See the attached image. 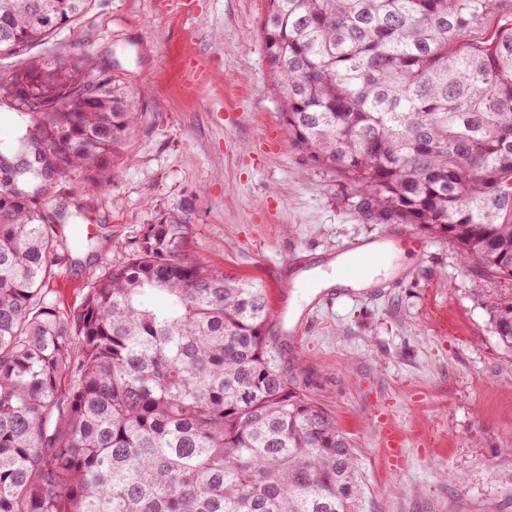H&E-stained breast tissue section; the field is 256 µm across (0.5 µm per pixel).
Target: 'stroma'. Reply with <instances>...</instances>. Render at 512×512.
<instances>
[{"label": "stroma", "instance_id": "stroma-1", "mask_svg": "<svg viewBox=\"0 0 512 512\" xmlns=\"http://www.w3.org/2000/svg\"><path fill=\"white\" fill-rule=\"evenodd\" d=\"M267 0H96L59 47L87 52L138 121L112 186L80 193L78 173L41 196L69 258L49 301L78 310L89 287L166 213L189 226L188 252L288 305L299 334L279 347L290 371L351 440L361 512H512V349L491 331L488 299L512 280L466 267L447 240L365 216L336 176L288 143L260 23ZM201 66L206 78L188 84ZM90 226L92 246L74 227ZM401 238L404 266L377 295L316 308L293 267H327L339 247ZM404 461L390 466L384 427Z\"/></svg>", "mask_w": 512, "mask_h": 512}]
</instances>
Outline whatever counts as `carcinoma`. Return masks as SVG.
Listing matches in <instances>:
<instances>
[{
  "instance_id": "cac0c4a2",
  "label": "carcinoma",
  "mask_w": 512,
  "mask_h": 512,
  "mask_svg": "<svg viewBox=\"0 0 512 512\" xmlns=\"http://www.w3.org/2000/svg\"><path fill=\"white\" fill-rule=\"evenodd\" d=\"M95 0H0V512H359L354 449L268 336L266 289L187 253L165 215L63 312L66 257L34 206L112 184L137 113L93 57L30 56ZM289 143L378 223L415 224L512 278V0H268ZM163 295L168 306L144 299ZM512 349V296L488 301ZM20 119L12 110L0 107V150L10 146L15 137L19 134Z\"/></svg>"
}]
</instances>
